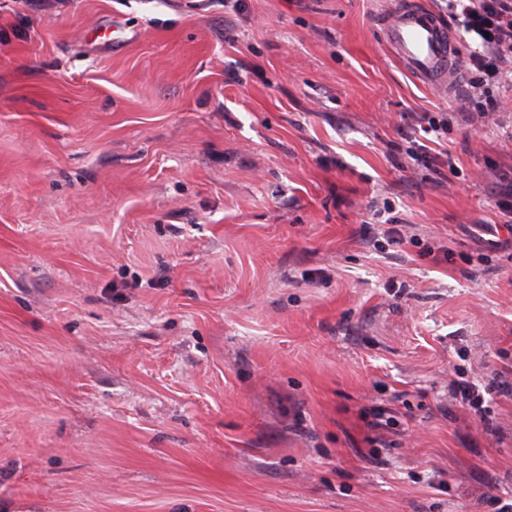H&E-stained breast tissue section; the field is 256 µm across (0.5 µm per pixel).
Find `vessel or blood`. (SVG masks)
<instances>
[{"label": "vessel or blood", "instance_id": "1", "mask_svg": "<svg viewBox=\"0 0 512 512\" xmlns=\"http://www.w3.org/2000/svg\"><path fill=\"white\" fill-rule=\"evenodd\" d=\"M386 42L411 76L424 86L441 88L456 68L454 38L430 9L410 0L383 22Z\"/></svg>", "mask_w": 512, "mask_h": 512}]
</instances>
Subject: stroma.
<instances>
[{"label":"stroma","instance_id":"1","mask_svg":"<svg viewBox=\"0 0 512 512\" xmlns=\"http://www.w3.org/2000/svg\"><path fill=\"white\" fill-rule=\"evenodd\" d=\"M395 3L0 0V512L512 498V396H449L512 385V112L418 83ZM415 147V150L410 151V159L416 163L417 165L421 164L426 169L432 170L435 173H440L437 167H443L448 166L449 170L454 169V160L448 156L445 160H441L438 157H431L426 150L424 149L425 145L419 144L418 141L415 139L413 140ZM495 205L500 213L509 217L511 220L506 224L512 223V178L507 174L500 175L499 181L496 182L494 191ZM455 374L459 379L451 382L450 396L456 403L467 408L481 422L489 424L491 414L490 406L486 405V400L479 388L468 379L464 378V372L454 367Z\"/></svg>","mask_w":512,"mask_h":512}]
</instances>
